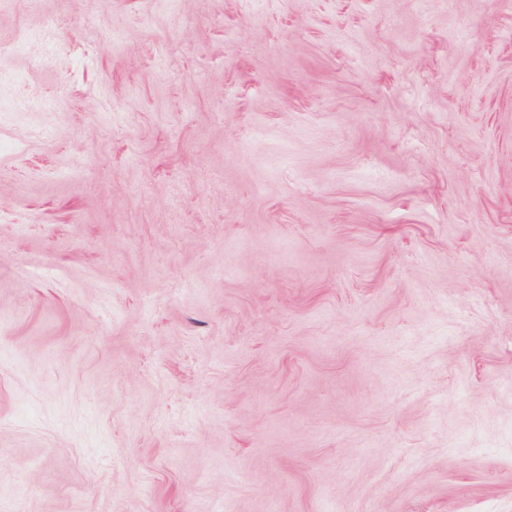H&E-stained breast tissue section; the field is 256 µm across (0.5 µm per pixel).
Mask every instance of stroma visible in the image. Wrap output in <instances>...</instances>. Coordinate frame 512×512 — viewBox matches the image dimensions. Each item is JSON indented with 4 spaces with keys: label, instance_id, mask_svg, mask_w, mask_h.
Listing matches in <instances>:
<instances>
[{
    "label": "stroma",
    "instance_id": "obj_1",
    "mask_svg": "<svg viewBox=\"0 0 512 512\" xmlns=\"http://www.w3.org/2000/svg\"><path fill=\"white\" fill-rule=\"evenodd\" d=\"M0 141V512H512V0H0Z\"/></svg>",
    "mask_w": 512,
    "mask_h": 512
}]
</instances>
